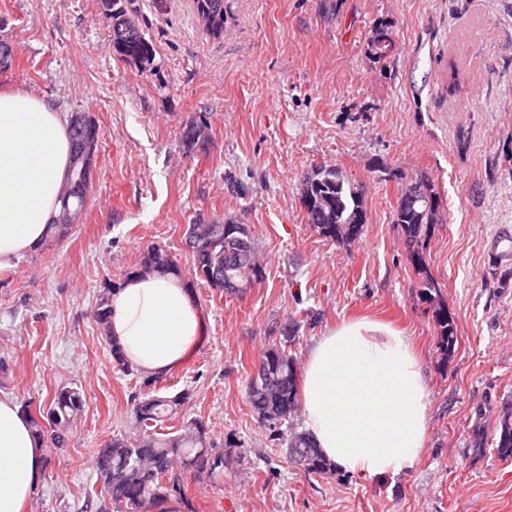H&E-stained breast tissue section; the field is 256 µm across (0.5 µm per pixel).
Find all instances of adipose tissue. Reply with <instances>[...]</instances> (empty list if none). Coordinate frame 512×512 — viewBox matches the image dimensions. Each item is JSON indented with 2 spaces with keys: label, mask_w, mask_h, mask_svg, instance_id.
Instances as JSON below:
<instances>
[{
  "label": "adipose tissue",
  "mask_w": 512,
  "mask_h": 512,
  "mask_svg": "<svg viewBox=\"0 0 512 512\" xmlns=\"http://www.w3.org/2000/svg\"><path fill=\"white\" fill-rule=\"evenodd\" d=\"M70 173L67 121L19 90L0 91V277L40 247ZM108 334L128 362L167 375L195 349L206 319L173 274L130 277L109 299ZM303 430L343 474L413 470L431 405L409 336L371 318L342 322L309 347L299 383ZM42 467L39 441L13 398L0 397V512H24Z\"/></svg>",
  "instance_id": "ef3b65f1"
}]
</instances>
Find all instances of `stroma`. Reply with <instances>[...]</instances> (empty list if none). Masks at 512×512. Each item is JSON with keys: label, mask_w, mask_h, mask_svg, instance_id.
<instances>
[{"label": "stroma", "mask_w": 512, "mask_h": 512, "mask_svg": "<svg viewBox=\"0 0 512 512\" xmlns=\"http://www.w3.org/2000/svg\"><path fill=\"white\" fill-rule=\"evenodd\" d=\"M155 48L141 75L112 51L99 0H0L13 48L0 89L86 112L99 128L93 190L77 224L0 278V396L47 404L79 387L65 448L44 449L26 512H85L101 489L94 456L133 428L145 375L112 361L92 312L172 251L206 317L189 358L163 379L218 444L244 448L224 480L185 478L183 512H512V460H500L497 408L512 400V0H224L209 36L191 0H135ZM395 47L376 55V27ZM209 146L186 151L187 121ZM339 167L365 188L366 222L342 246L301 204L313 169ZM402 174L428 178L440 222L428 271L454 319L442 355L433 306L393 222ZM241 183L232 192L227 178ZM248 225L265 276L242 294L208 288L184 245L196 216ZM374 317L410 336L432 403L425 451L395 477L307 474L284 437L261 426L245 387L266 347L297 324L304 360L325 327ZM175 257L160 246H149L143 257L140 269L142 272H178Z\"/></svg>", "instance_id": "obj_1"}]
</instances>
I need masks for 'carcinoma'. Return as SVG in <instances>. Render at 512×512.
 <instances>
[{"mask_svg": "<svg viewBox=\"0 0 512 512\" xmlns=\"http://www.w3.org/2000/svg\"><path fill=\"white\" fill-rule=\"evenodd\" d=\"M197 19L210 15L211 24L204 26L215 39L224 35V0H193ZM101 16L108 31L116 28L131 31L135 38L112 42L122 60L132 63L143 75L154 71L156 49L141 26L134 0H100ZM206 126L193 120L183 127L182 142L188 151L203 149L207 140ZM402 180L422 186L425 190L414 204L403 202L404 188H399L393 223L401 229L409 244V260L417 273L427 272L426 251L434 224L437 223L438 199L430 183L419 177L402 176ZM68 184L74 193L60 194V203L83 207L92 191V182L78 180V168L72 167ZM364 189L344 177L339 169L321 166L312 171L304 183L302 196L310 199L307 209L309 223L320 235L339 245L358 239L363 225L349 223L353 213L364 212ZM186 245L191 249L194 270L212 289L224 290V281L231 279L250 288L263 278V267L257 258L256 242L245 224H205L199 216L188 225ZM143 272H176L174 256L159 246L147 247L141 262ZM426 300L436 302L435 318L439 327L440 349L451 353L456 343V328L448 307L435 300L438 285L431 276L425 280ZM264 375L250 376L245 394L258 422L274 429L294 417L299 410L297 397L298 363L287 346H268L257 361ZM161 378L147 381L149 392L133 405L135 433L114 436L100 448L94 466L103 492L96 497L95 512H151V508L173 496L185 495L182 475L206 477L213 482L224 480V467L231 458L242 461L247 450L222 449L210 437L208 426L200 419L182 416L187 395H169L156 388ZM80 391L64 387L55 393L47 411V425L31 415L29 405L23 411L38 438L49 437L51 447L62 448L68 433L82 411ZM182 418L173 432L159 433V423ZM495 430V452L502 460L512 459V401L501 402ZM288 461L308 474L322 475L331 471L330 464L315 448L307 435L295 431L286 443Z\"/></svg>", "mask_w": 512, "mask_h": 512, "instance_id": "carcinoma-1", "label": "carcinoma"}]
</instances>
